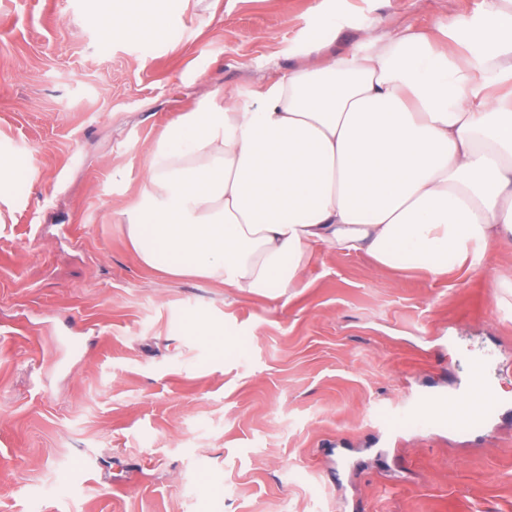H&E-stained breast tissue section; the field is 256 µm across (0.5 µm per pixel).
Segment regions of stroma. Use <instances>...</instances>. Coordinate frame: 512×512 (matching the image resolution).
<instances>
[{"label":"stroma","mask_w":512,"mask_h":512,"mask_svg":"<svg viewBox=\"0 0 512 512\" xmlns=\"http://www.w3.org/2000/svg\"><path fill=\"white\" fill-rule=\"evenodd\" d=\"M158 2L133 39L104 0H0V512H512V368L482 433L394 420L512 365V243L489 277L325 249L271 298L147 267L124 219L199 99L487 0Z\"/></svg>","instance_id":"stroma-1"}]
</instances>
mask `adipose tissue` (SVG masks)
Instances as JSON below:
<instances>
[{
	"instance_id": "ef3b65f1",
	"label": "adipose tissue",
	"mask_w": 512,
	"mask_h": 512,
	"mask_svg": "<svg viewBox=\"0 0 512 512\" xmlns=\"http://www.w3.org/2000/svg\"><path fill=\"white\" fill-rule=\"evenodd\" d=\"M122 0L132 38L162 14ZM304 62L251 101L206 99L144 155L126 214L143 263L280 297L320 248L395 271L486 268L512 241V0Z\"/></svg>"
}]
</instances>
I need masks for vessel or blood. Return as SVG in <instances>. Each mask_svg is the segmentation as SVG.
<instances>
[{
  "label": "vessel or blood",
  "mask_w": 512,
  "mask_h": 512,
  "mask_svg": "<svg viewBox=\"0 0 512 512\" xmlns=\"http://www.w3.org/2000/svg\"><path fill=\"white\" fill-rule=\"evenodd\" d=\"M490 364L491 359L487 356L474 359L464 394L452 398L447 391L434 392L427 398V409L411 405L403 411V419L420 431L448 427L470 430L481 428L486 419L500 409V401L492 391Z\"/></svg>",
  "instance_id": "obj_1"
}]
</instances>
